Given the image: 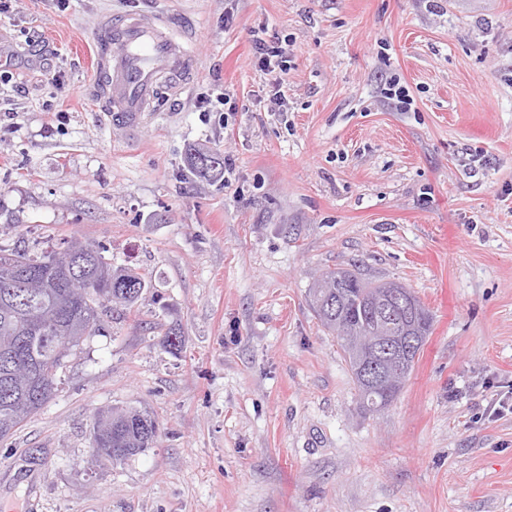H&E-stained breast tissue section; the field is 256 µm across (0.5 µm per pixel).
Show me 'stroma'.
<instances>
[{
	"label": "stroma",
	"instance_id": "stroma-1",
	"mask_svg": "<svg viewBox=\"0 0 512 512\" xmlns=\"http://www.w3.org/2000/svg\"><path fill=\"white\" fill-rule=\"evenodd\" d=\"M127 13L176 19L198 59L133 131L105 121L91 68ZM261 29L289 45L286 83L251 61ZM208 91L228 121L201 115ZM191 145L234 169L192 175ZM72 236L151 286L0 441V512H512V413L487 412L512 398V0H12L0 244ZM335 268L433 316L376 413L310 305ZM107 406L149 413L157 447L98 458Z\"/></svg>",
	"mask_w": 512,
	"mask_h": 512
}]
</instances>
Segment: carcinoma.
Returning <instances> with one entry per match:
<instances>
[{
  "instance_id": "cac0c4a2",
  "label": "carcinoma",
  "mask_w": 512,
  "mask_h": 512,
  "mask_svg": "<svg viewBox=\"0 0 512 512\" xmlns=\"http://www.w3.org/2000/svg\"><path fill=\"white\" fill-rule=\"evenodd\" d=\"M189 171L206 180L224 178V156L218 151L189 149ZM60 250L72 252L82 265L84 297L67 301L63 285L68 271L54 263L58 252L35 254L28 249L0 245V440H6L38 413L57 391V373L65 358L80 349L84 337L73 335L81 325L91 336L100 331L99 308L105 304L130 310L150 288L143 275L120 268L108 284L102 273L115 267L112 256L100 244L75 239L61 242ZM374 282L350 271H327L310 288L312 307L330 332L341 320L353 333L371 324L366 310L374 294ZM31 361L36 373L28 386L19 385L12 373ZM363 409L378 412L394 398L371 391L354 381ZM96 454L114 465L122 464L158 442L155 420L133 408L112 407L96 413L92 427Z\"/></svg>"
}]
</instances>
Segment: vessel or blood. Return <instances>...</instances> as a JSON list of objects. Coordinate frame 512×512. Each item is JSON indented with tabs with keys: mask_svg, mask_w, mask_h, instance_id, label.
<instances>
[{
	"mask_svg": "<svg viewBox=\"0 0 512 512\" xmlns=\"http://www.w3.org/2000/svg\"><path fill=\"white\" fill-rule=\"evenodd\" d=\"M94 42L93 64L107 117L129 128L142 124L153 111L159 88L180 94L197 67L186 42L163 17L104 20Z\"/></svg>",
	"mask_w": 512,
	"mask_h": 512,
	"instance_id": "vessel-or-blood-1",
	"label": "vessel or blood"
}]
</instances>
